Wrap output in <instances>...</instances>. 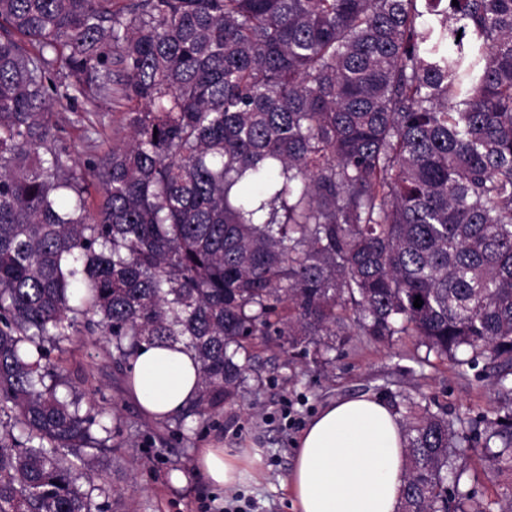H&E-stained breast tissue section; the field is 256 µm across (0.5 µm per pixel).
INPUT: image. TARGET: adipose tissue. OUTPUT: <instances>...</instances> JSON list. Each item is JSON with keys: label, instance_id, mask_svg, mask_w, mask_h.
I'll list each match as a JSON object with an SVG mask.
<instances>
[{"label": "adipose tissue", "instance_id": "1", "mask_svg": "<svg viewBox=\"0 0 512 512\" xmlns=\"http://www.w3.org/2000/svg\"><path fill=\"white\" fill-rule=\"evenodd\" d=\"M128 394L149 417L181 412L199 392V365L184 347L143 345L131 363ZM405 434L383 401L344 398L326 405L298 441L288 485L297 512H398L406 477ZM248 453L199 449L196 469L212 485L235 489Z\"/></svg>", "mask_w": 512, "mask_h": 512}]
</instances>
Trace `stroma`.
<instances>
[{
  "label": "stroma",
  "instance_id": "1",
  "mask_svg": "<svg viewBox=\"0 0 512 512\" xmlns=\"http://www.w3.org/2000/svg\"><path fill=\"white\" fill-rule=\"evenodd\" d=\"M88 104L55 108L53 122L76 163L103 156L112 134L97 135L79 124ZM105 337L82 335L52 349L66 374L62 393L76 395L83 409L100 412L112 430L111 446L97 454L91 498L101 512H226L238 499L250 512H295L287 478L298 439L318 411L339 398L370 396L387 402L407 420L411 402L445 415L452 428H472L464 447L467 470L461 488L475 494L482 512H498L512 476L492 477L485 466V428L498 414L497 367L481 357L470 365L428 353L415 337L378 344L351 331L336 343L331 361L279 347L275 337L256 340L247 385L238 403L186 431L164 427L142 413L126 393V370L112 362ZM224 446L256 453L254 469L236 490L213 486L192 462L198 449Z\"/></svg>",
  "mask_w": 512,
  "mask_h": 512
}]
</instances>
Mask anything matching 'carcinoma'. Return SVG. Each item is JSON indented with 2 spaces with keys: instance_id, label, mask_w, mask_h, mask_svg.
Wrapping results in <instances>:
<instances>
[{
  "instance_id": "cac0c4a2",
  "label": "carcinoma",
  "mask_w": 512,
  "mask_h": 512,
  "mask_svg": "<svg viewBox=\"0 0 512 512\" xmlns=\"http://www.w3.org/2000/svg\"><path fill=\"white\" fill-rule=\"evenodd\" d=\"M81 97L125 111L77 167ZM78 324L194 352L188 416L257 337L350 326L488 351L512 402V0H0V512H94L105 441L45 346ZM466 439L415 406L398 512H468ZM493 439L512 475V411ZM97 108L91 106L80 98L71 107H57L54 109L53 123L58 129V135L67 149L70 157L78 165L88 159H97L112 149V118L119 121L122 108L112 101L96 102ZM96 109L104 116L106 124L105 134L97 135L93 129L87 128L75 121V112L86 109Z\"/></svg>"
}]
</instances>
